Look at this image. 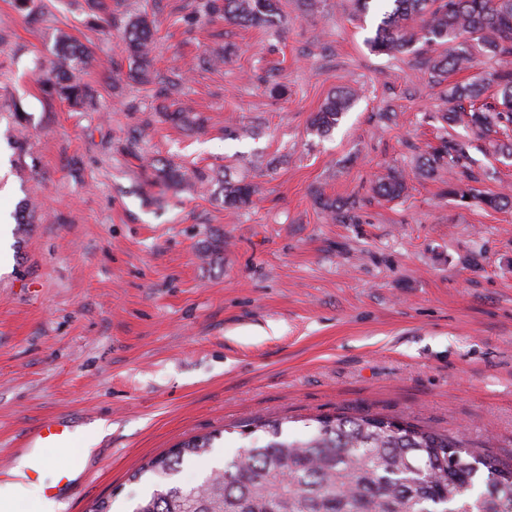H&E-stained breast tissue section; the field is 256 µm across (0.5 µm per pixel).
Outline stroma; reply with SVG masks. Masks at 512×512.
Listing matches in <instances>:
<instances>
[{"instance_id":"1","label":"stroma","mask_w":512,"mask_h":512,"mask_svg":"<svg viewBox=\"0 0 512 512\" xmlns=\"http://www.w3.org/2000/svg\"><path fill=\"white\" fill-rule=\"evenodd\" d=\"M347 5L283 0L269 29L183 26L198 0L113 5L155 18V68L183 73L180 98L203 120L191 131L155 112L128 60L101 68L119 30L88 27L82 0H55L36 22L0 0V468L44 420L105 423L88 456L76 435L43 449L37 476L56 482L70 463L86 477L69 512L106 499L125 512L147 487L136 472L188 439L215 441L183 464V485L231 458L243 425L282 419L302 436L339 412L460 430L512 456V209L448 196L438 178L375 195L387 168L472 134L439 119L426 52H371L381 0L361 19ZM62 32L95 58L72 73L98 89L95 111L46 88ZM227 43L237 56L198 66ZM267 75L287 97L265 91ZM340 87L358 98L318 136L310 118ZM477 158L472 188L512 192V156L486 146ZM149 159L260 191L229 211L218 186L148 178ZM319 195L351 203L349 219ZM25 199L37 210L18 234Z\"/></svg>"}]
</instances>
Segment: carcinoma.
<instances>
[{
	"instance_id": "1",
	"label": "carcinoma",
	"mask_w": 512,
	"mask_h": 512,
	"mask_svg": "<svg viewBox=\"0 0 512 512\" xmlns=\"http://www.w3.org/2000/svg\"><path fill=\"white\" fill-rule=\"evenodd\" d=\"M372 51L397 56L418 42L442 45L459 40L455 49L429 58L433 78L474 67L476 55L512 56V0H389ZM199 13L244 27H271L282 15L281 0H199ZM154 24L145 13L124 23L122 52L130 60L131 79L141 85L157 84L154 96L162 110L181 125L193 127L196 118L176 106L173 96L183 76L172 73L155 81L151 46ZM53 63L50 93L79 108L95 107V90L71 78V72L92 60L89 50L62 33ZM496 96L487 97L486 85L474 80L453 87L444 98L443 118L462 124L479 139H488L512 125V68L493 75ZM355 93L338 90L330 95L311 120L322 135L333 129ZM467 158L466 144L444 140L421 153L416 172L423 176L453 172ZM160 182L171 188L187 183L179 169L161 161L149 164ZM194 182L220 185L224 208L240 210L252 203V183L216 178L204 170ZM407 176L391 170L376 186L379 196L396 199L406 189ZM448 194L472 199L491 209L512 208L509 192L475 196L448 181ZM261 432L240 448L224 466L214 468L196 485L171 484L137 502L132 512H512V461L488 451L470 449L460 432L440 433L409 421L378 414L338 413L316 419L305 437L284 434V421L272 419L254 425ZM213 438L191 439L176 450L152 459L138 476L175 475L185 457L212 447Z\"/></svg>"
}]
</instances>
